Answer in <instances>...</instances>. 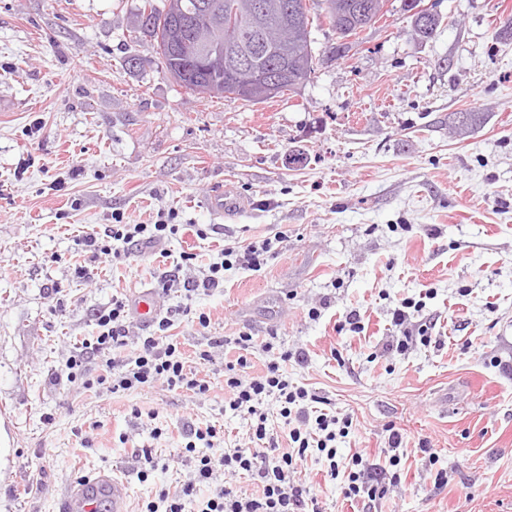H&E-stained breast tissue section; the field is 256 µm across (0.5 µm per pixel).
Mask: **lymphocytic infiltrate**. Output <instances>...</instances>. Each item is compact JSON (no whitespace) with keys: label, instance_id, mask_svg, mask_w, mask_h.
Wrapping results in <instances>:
<instances>
[{"label":"lymphocytic infiltrate","instance_id":"lymphocytic-infiltrate-1","mask_svg":"<svg viewBox=\"0 0 512 512\" xmlns=\"http://www.w3.org/2000/svg\"><path fill=\"white\" fill-rule=\"evenodd\" d=\"M179 231V225L174 224L169 215L161 216L152 224H127L118 215L104 230L93 228L78 236L75 244L78 250L89 253L91 263L129 267L136 250L160 243ZM283 240V235L279 234L272 240L225 246L221 261L213 263L202 278L183 281L177 274L165 271L157 275V287L165 294L175 288L189 294L220 287L227 269L260 271L274 243ZM178 317L203 330L210 326L206 312L186 303L177 307L175 316L157 319L152 333L136 336L132 333L127 299L113 296L94 315L96 336L74 347L57 372L58 377L67 382L78 381L85 389L115 395L159 382L172 391L205 394L214 384L210 376L200 375L199 365L213 363L214 349L230 344L239 349L236 362L224 365V402L230 410L246 413L250 418L252 432L248 445L212 455L208 449L214 438L220 436V429L213 425L203 429L189 427L184 434L186 443L179 448L176 457L181 461L194 458L193 479L178 491H161L157 500L147 502L144 512H321L312 488L297 477L299 461L304 460L312 448L327 460L330 478L346 474L345 497L363 498L374 504L387 496L392 484L399 482L396 474L387 480L367 476L369 456L366 452L353 453L345 463L338 461L336 439L349 434L352 421L346 416L310 411V404L320 402V395L290 382L283 371L285 362L305 363L303 352L279 353L273 337L259 339L242 332L232 338H211L208 348L196 352V362L191 365L180 341L170 332ZM256 350L268 354L269 359L263 374L253 376L248 372V355ZM94 360L100 368L95 375L88 370ZM275 416L288 427V450H281L274 433L271 419ZM226 471L248 476L257 485L258 494H243L228 483L215 496L199 498L200 484Z\"/></svg>","mask_w":512,"mask_h":512}]
</instances>
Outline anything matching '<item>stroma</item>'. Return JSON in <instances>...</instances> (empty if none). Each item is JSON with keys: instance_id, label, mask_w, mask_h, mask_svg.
Returning <instances> with one entry per match:
<instances>
[{"instance_id": "35a3bbf8", "label": "stroma", "mask_w": 512, "mask_h": 512, "mask_svg": "<svg viewBox=\"0 0 512 512\" xmlns=\"http://www.w3.org/2000/svg\"><path fill=\"white\" fill-rule=\"evenodd\" d=\"M141 3L0 0V512H57L79 476L101 470L140 512L189 479L172 457L185 424L247 444L249 422L225 410L222 387L114 396L53 373L95 334L97 309L154 287L180 253L196 256L182 276H199L225 244L280 232L261 271L234 267L223 287L162 296L163 309L188 300L210 317L204 333L175 320L185 350L276 333L277 350L306 355L284 363L289 380L351 417L342 454L363 448L387 465L388 430L399 431L401 481L371 509L317 457L299 464L322 512H512V0H438L429 38L389 0L342 58L249 106L166 74L150 36L130 37ZM460 112L485 120L450 133ZM219 188L239 209L223 234L199 239L190 227L213 223L206 200ZM161 211L176 212L180 235L134 268L76 277L89 262L74 245L82 231ZM406 298L422 302L411 324L432 340L399 354L387 346ZM353 310L362 331H338ZM145 445L161 458L143 482L131 451Z\"/></svg>"}]
</instances>
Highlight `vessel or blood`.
Returning <instances> with one entry per match:
<instances>
[{"instance_id":"1","label":"vessel or blood","mask_w":512,"mask_h":512,"mask_svg":"<svg viewBox=\"0 0 512 512\" xmlns=\"http://www.w3.org/2000/svg\"><path fill=\"white\" fill-rule=\"evenodd\" d=\"M133 319L141 325L152 324L162 305L153 289L145 288L129 300ZM128 488L112 474L101 472L72 485L63 500L62 512H127Z\"/></svg>"}]
</instances>
